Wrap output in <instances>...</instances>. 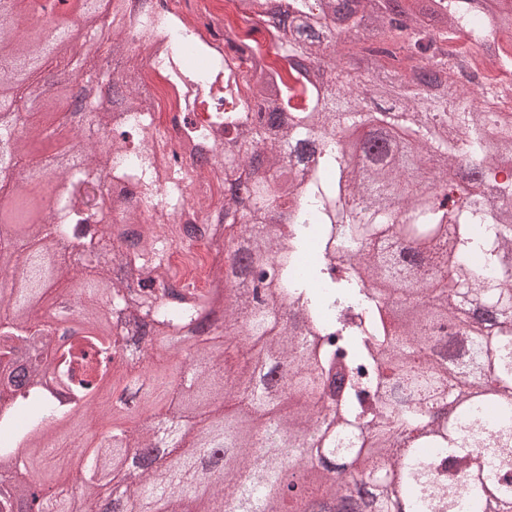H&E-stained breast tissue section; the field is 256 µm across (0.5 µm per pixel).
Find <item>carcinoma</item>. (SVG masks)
<instances>
[{
  "instance_id": "cac0c4a2",
  "label": "carcinoma",
  "mask_w": 512,
  "mask_h": 512,
  "mask_svg": "<svg viewBox=\"0 0 512 512\" xmlns=\"http://www.w3.org/2000/svg\"><path fill=\"white\" fill-rule=\"evenodd\" d=\"M105 0H79L80 36L62 21L51 45L13 38L0 15V134L36 125L58 112L66 93L37 103L16 92L44 58L74 76L69 56L99 41ZM112 105L130 112L123 142L144 141L136 112L148 109L137 75L123 64V15L111 17ZM283 66L255 57L242 74L258 110L224 113V138L255 143L248 168H224L222 276L205 292L139 288L129 307L114 270L140 277L163 266L166 234L137 235L129 249L103 230V179L136 180L154 190L144 154L112 162V137L97 150L63 124L36 125L59 155L79 159L58 175L57 200L44 224L17 223L0 233L6 279L0 288V468L37 440L51 420L89 405L112 380L148 378L151 355L133 346L124 327L100 328L93 303L82 304L78 342L59 349L52 330L32 323L47 278L67 264L51 250L57 239L79 242L95 256L78 278L89 294L109 295L127 324L143 321L151 337H192L193 378L173 374L152 386L142 405L162 417L166 442L146 427L120 422L76 461L83 490L68 497L52 487L59 466L46 455L40 471L45 512H315L322 501L344 512L351 486L374 488L361 512H512V112L496 101L504 83L477 97L448 82L466 65L449 49L460 31L487 42L488 62L512 72V9L480 10L475 0H288L268 18ZM170 16L144 13L139 39L152 41ZM358 73L330 91L311 77L347 59ZM88 125L106 131L101 102ZM36 165L24 137L12 141L0 170L17 171L24 195ZM493 183L488 197L473 187ZM471 260L493 273L466 271ZM27 358L17 376L19 355ZM48 361L57 387L40 378ZM453 405L444 415L434 406ZM421 431L412 447H395L401 430ZM142 462L126 466L128 449ZM131 481L122 506L101 496L112 478ZM0 486V512H25L23 488Z\"/></svg>"
}]
</instances>
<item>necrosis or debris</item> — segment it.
Wrapping results in <instances>:
<instances>
[{
	"mask_svg": "<svg viewBox=\"0 0 512 512\" xmlns=\"http://www.w3.org/2000/svg\"><path fill=\"white\" fill-rule=\"evenodd\" d=\"M130 12L129 30H136L142 9L177 16L194 35L192 63L172 65L173 41L156 39L138 68L139 82L147 92L151 125L147 147L153 156V176L158 191L143 198L134 193L124 211L134 213L138 228L174 230L168 264L156 282L175 287L204 289L213 278L207 247V228L216 224L224 210L223 163L224 67L238 64L240 56L226 46L227 40L244 43L251 35L244 26L241 0H138ZM206 134L200 146L201 162L183 164L181 145L189 129Z\"/></svg>",
	"mask_w": 512,
	"mask_h": 512,
	"instance_id": "4bbe7bcc",
	"label": "necrosis or debris"
}]
</instances>
